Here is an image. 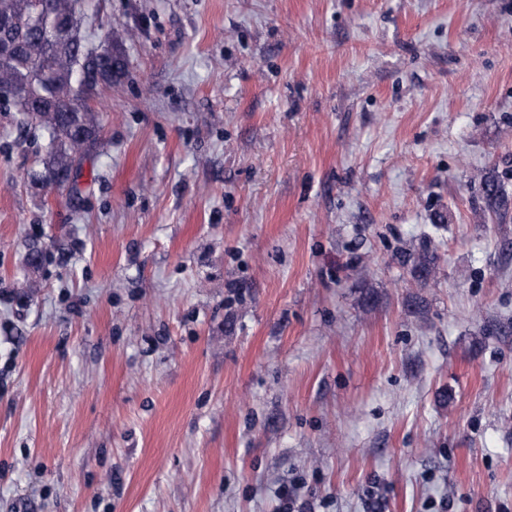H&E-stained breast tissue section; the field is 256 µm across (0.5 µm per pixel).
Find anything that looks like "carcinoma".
<instances>
[{
  "label": "carcinoma",
  "mask_w": 512,
  "mask_h": 512,
  "mask_svg": "<svg viewBox=\"0 0 512 512\" xmlns=\"http://www.w3.org/2000/svg\"><path fill=\"white\" fill-rule=\"evenodd\" d=\"M77 0H54L48 25L58 23L62 34L56 39L42 37L33 28L35 0H0V84L18 90L6 109L16 113L17 128L27 132L43 128L49 136V151L44 165L54 175L67 169L75 157L88 153L99 143V127L89 107L99 91L112 85L115 60L112 52L96 49L112 47V32L99 38L98 48H90L79 27ZM39 54L48 63L39 72L31 56ZM87 71L85 101L73 107L75 74ZM485 203L494 212H506L507 200L492 176L484 178ZM436 257L424 251L418 254L411 273L418 281L428 280L435 272Z\"/></svg>",
  "instance_id": "obj_1"
}]
</instances>
